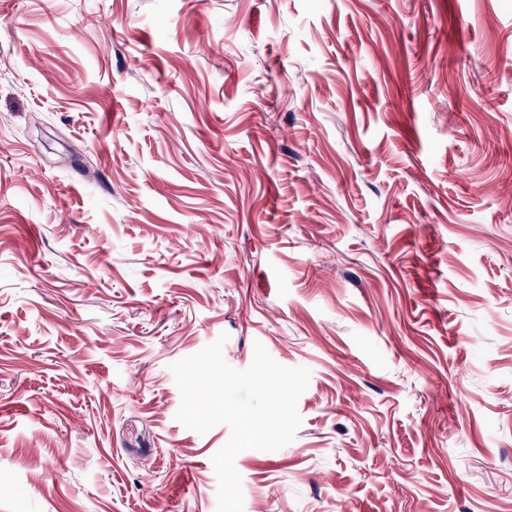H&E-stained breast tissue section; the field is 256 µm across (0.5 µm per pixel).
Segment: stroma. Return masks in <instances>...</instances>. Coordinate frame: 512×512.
Instances as JSON below:
<instances>
[{
    "label": "stroma",
    "instance_id": "obj_1",
    "mask_svg": "<svg viewBox=\"0 0 512 512\" xmlns=\"http://www.w3.org/2000/svg\"><path fill=\"white\" fill-rule=\"evenodd\" d=\"M218 340L243 512H512V0H5L0 512H217Z\"/></svg>",
    "mask_w": 512,
    "mask_h": 512
}]
</instances>
